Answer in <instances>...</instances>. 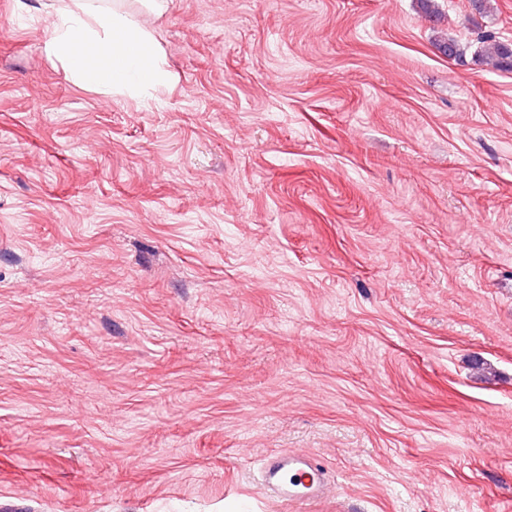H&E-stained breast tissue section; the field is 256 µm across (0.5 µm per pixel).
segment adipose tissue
Instances as JSON below:
<instances>
[{
    "label": "adipose tissue",
    "instance_id": "obj_1",
    "mask_svg": "<svg viewBox=\"0 0 512 512\" xmlns=\"http://www.w3.org/2000/svg\"><path fill=\"white\" fill-rule=\"evenodd\" d=\"M152 37L134 13L94 0H69L45 42L79 81L104 79L115 90H137L164 79V62L148 49Z\"/></svg>",
    "mask_w": 512,
    "mask_h": 512
}]
</instances>
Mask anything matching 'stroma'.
<instances>
[{
  "mask_svg": "<svg viewBox=\"0 0 512 512\" xmlns=\"http://www.w3.org/2000/svg\"><path fill=\"white\" fill-rule=\"evenodd\" d=\"M60 5L0 0V504L512 512V0H172L130 94ZM485 58H487L492 66L496 69L512 71V47L511 44L494 42L489 44L484 50ZM332 479L313 457L275 452L262 459L258 484L274 498L289 502H314L330 489Z\"/></svg>",
  "mask_w": 512,
  "mask_h": 512,
  "instance_id": "obj_1",
  "label": "stroma"
}]
</instances>
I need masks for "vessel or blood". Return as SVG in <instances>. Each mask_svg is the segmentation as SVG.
I'll return each mask as SVG.
<instances>
[{"label": "vessel or blood", "instance_id": "b4317fda", "mask_svg": "<svg viewBox=\"0 0 512 512\" xmlns=\"http://www.w3.org/2000/svg\"><path fill=\"white\" fill-rule=\"evenodd\" d=\"M258 484L281 501L314 502L329 491L331 480L313 457L275 452L263 458Z\"/></svg>", "mask_w": 512, "mask_h": 512}]
</instances>
